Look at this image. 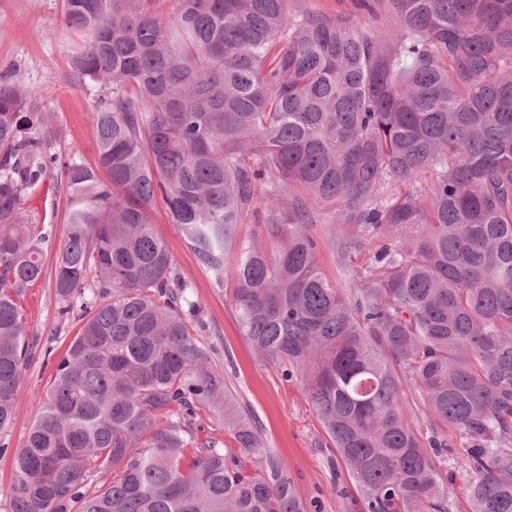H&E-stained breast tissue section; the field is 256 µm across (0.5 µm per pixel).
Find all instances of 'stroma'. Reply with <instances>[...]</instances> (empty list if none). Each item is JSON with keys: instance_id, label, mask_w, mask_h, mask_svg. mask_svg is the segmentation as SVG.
<instances>
[{"instance_id": "stroma-1", "label": "stroma", "mask_w": 512, "mask_h": 512, "mask_svg": "<svg viewBox=\"0 0 512 512\" xmlns=\"http://www.w3.org/2000/svg\"><path fill=\"white\" fill-rule=\"evenodd\" d=\"M290 7L329 18L347 17L381 36L391 25L380 0H291ZM71 46L72 36L62 22L61 0H0V78L37 90L42 107L63 131L62 138L52 142L51 152L66 156L76 149L81 161L90 163L96 153L94 106L105 91L96 84L72 80ZM63 182L61 171H51L25 201L26 208L41 217L31 233L43 242L44 272L23 297L27 335L36 338L37 345L21 379L15 419L0 432V512L8 509L15 455L43 407L59 359L82 327L77 316L60 315L54 288L59 246L69 232ZM155 220L188 287L189 299L200 306L191 322L211 347L213 365L223 374L226 391L258 422L266 448L287 468L297 495L310 505L308 512H341L345 499L358 498L359 492L327 446V436L303 392L299 371L286 374L261 360L238 330L230 276L216 278L204 267L163 211H156ZM332 222V210L319 207L312 234L318 241L317 264L322 274L336 279L342 277L344 268L364 266L379 243L370 241L365 252L341 261L330 242ZM448 444L438 465L448 474L452 512H470L467 488L472 475L458 462L461 449L456 436H449Z\"/></svg>"}]
</instances>
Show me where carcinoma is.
<instances>
[{
  "instance_id": "obj_1",
  "label": "carcinoma",
  "mask_w": 512,
  "mask_h": 512,
  "mask_svg": "<svg viewBox=\"0 0 512 512\" xmlns=\"http://www.w3.org/2000/svg\"><path fill=\"white\" fill-rule=\"evenodd\" d=\"M62 0L73 79L107 89L93 164L49 151L36 92L0 81V431L43 274L28 191L58 167L70 234L54 288L85 322L14 459L9 512H307L224 390L199 304L153 222L232 276L240 332L304 392L360 497L343 512H451L450 427L471 512H512V0H387L384 37L290 0ZM267 193V242L237 227ZM353 283L319 270L313 207ZM238 444L200 438L202 415Z\"/></svg>"
}]
</instances>
